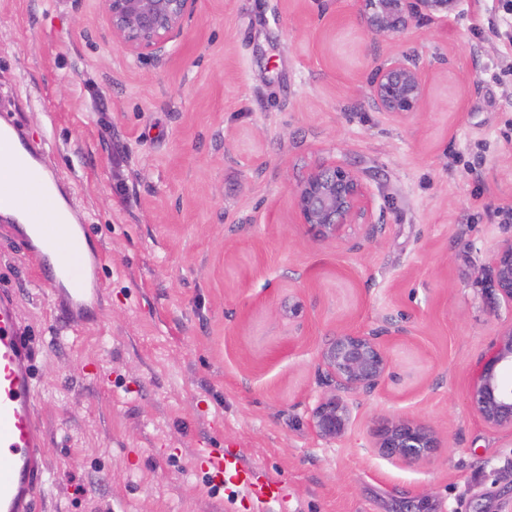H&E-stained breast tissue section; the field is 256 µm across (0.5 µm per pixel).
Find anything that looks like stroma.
<instances>
[{
  "mask_svg": "<svg viewBox=\"0 0 512 512\" xmlns=\"http://www.w3.org/2000/svg\"><path fill=\"white\" fill-rule=\"evenodd\" d=\"M358 0H198L163 59L114 46L100 0H0V110L43 153L101 252L79 324L0 230V287L36 347L38 512H512V431L468 396L512 324L490 258L512 237V29L501 0L367 37ZM431 72L420 112L372 105L393 52ZM340 158L380 222L317 240L292 192ZM393 329V380L339 441L309 426L337 331ZM433 428L431 461L372 444ZM223 449L286 500L209 481ZM374 450L395 464H414L430 460L439 443L434 430L414 419L388 422L376 435Z\"/></svg>",
  "mask_w": 512,
  "mask_h": 512,
  "instance_id": "35a3bbf8",
  "label": "stroma"
}]
</instances>
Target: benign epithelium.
<instances>
[{
    "label": "benign epithelium",
    "mask_w": 512,
    "mask_h": 512,
    "mask_svg": "<svg viewBox=\"0 0 512 512\" xmlns=\"http://www.w3.org/2000/svg\"><path fill=\"white\" fill-rule=\"evenodd\" d=\"M112 42L137 58L160 57L180 38L198 0H101ZM358 25L367 34L398 37L415 25L448 26L462 0H359ZM369 94L377 110L407 118L421 110L428 92V70L405 53L390 55L371 76ZM299 223L322 241L340 238L349 224L376 223L374 195L359 171L343 160L310 170L292 194ZM489 286L512 304V238L491 257ZM333 389L312 410L310 426L326 441L346 435L355 419V399L391 377L387 347L378 333L341 330L320 351ZM474 412L487 424L512 430V327L500 333L485 355L470 395ZM374 450L395 464L430 460L439 443L434 430L414 419L388 422L376 435Z\"/></svg>",
    "instance_id": "benign-epithelium-1"
}]
</instances>
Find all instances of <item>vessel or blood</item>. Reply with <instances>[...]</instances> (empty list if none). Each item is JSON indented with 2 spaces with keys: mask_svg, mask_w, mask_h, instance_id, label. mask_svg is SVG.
<instances>
[{
  "mask_svg": "<svg viewBox=\"0 0 512 512\" xmlns=\"http://www.w3.org/2000/svg\"><path fill=\"white\" fill-rule=\"evenodd\" d=\"M17 178L0 181V222L10 229L24 255L38 257L51 288H63L68 313L83 311L99 283L84 267L88 226L63 223L54 207L56 185L20 132L0 124ZM35 350L8 290H0V512H35L49 472L45 429L35 407ZM213 477L223 475L257 497L275 499L284 489L259 480L235 455L201 454Z\"/></svg>",
  "mask_w": 512,
  "mask_h": 512,
  "instance_id": "vessel-or-blood-1",
  "label": "vessel or blood"
}]
</instances>
